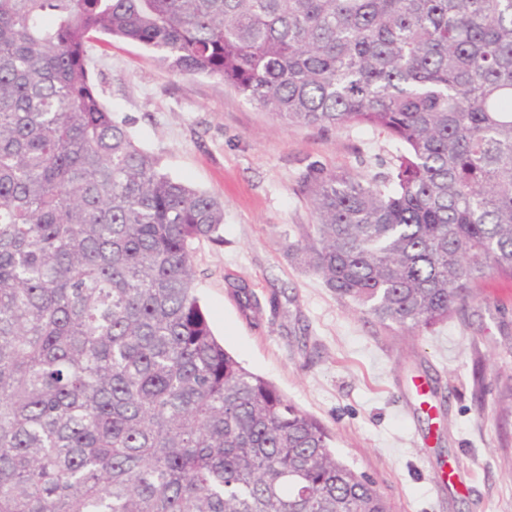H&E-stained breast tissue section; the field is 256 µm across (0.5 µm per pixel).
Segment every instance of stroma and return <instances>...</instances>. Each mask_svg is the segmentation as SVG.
I'll use <instances>...</instances> for the list:
<instances>
[{"label":"stroma","mask_w":512,"mask_h":512,"mask_svg":"<svg viewBox=\"0 0 512 512\" xmlns=\"http://www.w3.org/2000/svg\"><path fill=\"white\" fill-rule=\"evenodd\" d=\"M92 55L105 104L161 171L224 204L217 239L191 254L225 349L319 420L391 512H512V280L485 279L466 307L411 335L337 299L288 251L315 222V177L387 174L395 141L276 122L219 77L172 73L125 39ZM426 378L424 406L414 383Z\"/></svg>","instance_id":"35a3bbf8"}]
</instances>
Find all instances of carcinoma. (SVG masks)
<instances>
[{
    "mask_svg": "<svg viewBox=\"0 0 512 512\" xmlns=\"http://www.w3.org/2000/svg\"><path fill=\"white\" fill-rule=\"evenodd\" d=\"M102 36L288 125H362L295 250L417 335L512 278V0H0V512H390L213 335L190 245L224 204L159 170L93 80Z\"/></svg>",
    "mask_w": 512,
    "mask_h": 512,
    "instance_id": "obj_1",
    "label": "carcinoma"
}]
</instances>
